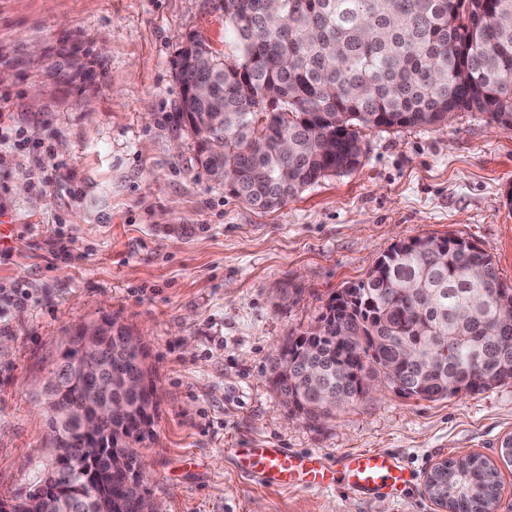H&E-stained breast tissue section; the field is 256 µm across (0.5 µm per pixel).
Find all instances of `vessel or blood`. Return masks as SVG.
Wrapping results in <instances>:
<instances>
[{
	"instance_id": "obj_1",
	"label": "vessel or blood",
	"mask_w": 512,
	"mask_h": 512,
	"mask_svg": "<svg viewBox=\"0 0 512 512\" xmlns=\"http://www.w3.org/2000/svg\"><path fill=\"white\" fill-rule=\"evenodd\" d=\"M237 469L264 487L320 490L342 483L351 493L376 496L410 486L413 474L394 454L376 449L351 451L325 461L285 448L233 449Z\"/></svg>"
}]
</instances>
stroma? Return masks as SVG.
<instances>
[{"label":"stroma","mask_w":512,"mask_h":512,"mask_svg":"<svg viewBox=\"0 0 512 512\" xmlns=\"http://www.w3.org/2000/svg\"><path fill=\"white\" fill-rule=\"evenodd\" d=\"M191 34L236 51L222 0H0V143L21 129L65 164L46 185L32 154L0 152V501L36 478L48 425L35 391L57 343L109 316L141 336L155 372L153 436L136 449L165 512H437L425 475L462 452L498 467L496 512H512L500 456L512 381L438 400L384 383L317 426L289 417L269 384L278 346L396 243H473L512 287V128L459 112L442 127L367 130L356 170L254 209L206 175L173 119L172 61ZM64 45L93 81L40 72ZM278 446L331 460L385 449L415 481L380 497L266 488L229 454Z\"/></svg>","instance_id":"obj_1"}]
</instances>
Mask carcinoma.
<instances>
[{"mask_svg": "<svg viewBox=\"0 0 512 512\" xmlns=\"http://www.w3.org/2000/svg\"><path fill=\"white\" fill-rule=\"evenodd\" d=\"M225 26L238 53L220 58L193 36L173 60L174 77L185 73L206 86L200 98L181 91L173 114L196 141L199 163L221 180L236 175L231 193L258 209H273L331 174L356 170L363 155L362 130L443 126L448 113L477 111L512 127V0H280L269 14L265 0H224ZM48 70L62 80L89 69L66 52ZM224 154L207 152L208 141ZM493 257L458 238L435 237L395 244L366 278L343 288L321 316L318 336H290L273 360L272 385L288 389V412L313 425L335 407L358 400L363 384L382 378L415 383L410 396L437 400L460 391L480 394L512 380V325L498 327L505 305ZM356 324L365 346L339 339ZM126 327L112 322V370L140 373L137 356L121 341ZM315 341L306 353L305 344ZM416 362L399 369L401 349ZM308 359L311 379L293 378L286 366ZM79 374L72 370L57 395L61 409L80 402ZM151 418L137 410L112 419L106 452L135 455ZM77 433L63 454L83 461ZM110 496L124 512H141V496L102 472ZM434 480L448 492L450 512H490L500 493L498 472L486 459L451 457ZM73 512L105 507L77 481L67 482Z\"/></svg>", "mask_w": 512, "mask_h": 512, "instance_id": "carcinoma-1", "label": "carcinoma"}]
</instances>
